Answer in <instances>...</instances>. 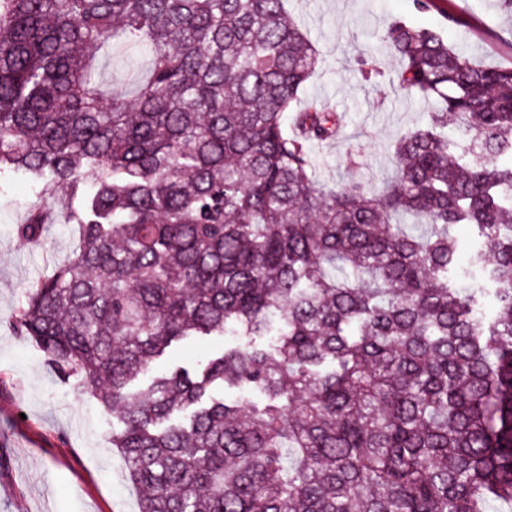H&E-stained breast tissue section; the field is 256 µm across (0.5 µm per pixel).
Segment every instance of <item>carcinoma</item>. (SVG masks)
<instances>
[{
    "label": "carcinoma",
    "mask_w": 512,
    "mask_h": 512,
    "mask_svg": "<svg viewBox=\"0 0 512 512\" xmlns=\"http://www.w3.org/2000/svg\"><path fill=\"white\" fill-rule=\"evenodd\" d=\"M285 2L0 0V175L65 191L79 241L14 327L112 413L138 512L512 506V66L393 18L399 67L360 79L436 108L391 181L328 187L342 122ZM117 41L152 60L132 97L95 68Z\"/></svg>",
    "instance_id": "obj_1"
}]
</instances>
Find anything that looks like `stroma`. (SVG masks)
I'll list each match as a JSON object with an SVG mask.
<instances>
[{
	"label": "stroma",
	"mask_w": 512,
	"mask_h": 512,
	"mask_svg": "<svg viewBox=\"0 0 512 512\" xmlns=\"http://www.w3.org/2000/svg\"><path fill=\"white\" fill-rule=\"evenodd\" d=\"M286 8L321 53L306 94L344 117L341 136L316 146L321 183L373 189L391 179V145L421 123L434 102L408 96L390 82L364 84L358 60L394 70L377 36L395 16L442 29L480 64L512 65V15L494 0H437L417 13L412 0H287ZM462 15L448 25L446 13ZM149 56L118 44L102 60L106 83L134 86ZM61 195L39 197L31 182L0 175V512H137V492L127 480L109 435L112 416L62 382L44 354L14 328L28 286L52 274L77 247L70 225H47L40 243L21 241L16 229L33 206L62 209Z\"/></svg>",
	"instance_id": "obj_1"
}]
</instances>
